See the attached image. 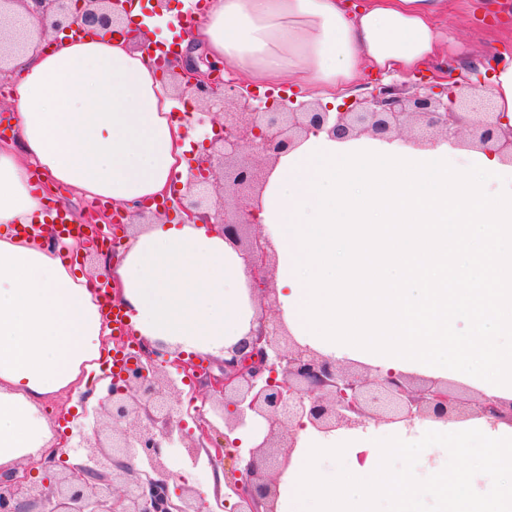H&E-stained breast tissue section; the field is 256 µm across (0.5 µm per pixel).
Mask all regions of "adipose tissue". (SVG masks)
I'll return each instance as SVG.
<instances>
[{"label": "adipose tissue", "instance_id": "obj_1", "mask_svg": "<svg viewBox=\"0 0 512 512\" xmlns=\"http://www.w3.org/2000/svg\"><path fill=\"white\" fill-rule=\"evenodd\" d=\"M447 16L448 0H205L191 32L167 16L163 42L205 50L245 83L300 86L336 106L366 70L411 76L444 59ZM12 20L46 37L13 63L23 151L0 149V474L58 443L44 404L87 391L111 334L97 272L70 263L76 241L45 248L23 234L48 218L30 166L124 205L186 175L193 140L133 46L135 28L151 25L139 2L114 32L77 38L25 11ZM466 77L512 119V63ZM252 219L277 258L279 321L301 345L512 401V165L498 155L480 150L459 167L442 140L311 134L269 166ZM107 272L152 347L228 359L256 334L243 255L207 224L154 216ZM274 512H512V424L296 428Z\"/></svg>", "mask_w": 512, "mask_h": 512}]
</instances>
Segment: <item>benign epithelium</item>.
<instances>
[{
  "mask_svg": "<svg viewBox=\"0 0 512 512\" xmlns=\"http://www.w3.org/2000/svg\"><path fill=\"white\" fill-rule=\"evenodd\" d=\"M129 0H0V17L16 6L54 20L61 31L109 29L121 24ZM34 34L0 28V73L26 52ZM173 91L189 94L198 104L215 106L224 118V133L211 139L203 155L189 166L184 193L176 198L181 220L195 218L217 227L224 238L240 242L263 187L264 168L309 134L325 133L348 139L370 135L383 140L413 138L425 128L435 140L453 141L470 135L481 148H494L512 162V125L503 113L489 111L479 92L458 94L454 87L422 81L404 92L379 81L368 95L337 109L321 103L255 104L257 96L234 82L222 84L216 75L224 64L204 55L179 63V56L158 63ZM252 155H242L244 146ZM115 220L105 211L86 214L84 222L100 232ZM251 281L269 278V241L253 234L241 247ZM279 321L259 318L255 339L235 348L221 374H199L197 364L169 360L168 354L140 346L139 357L110 382L100 402L93 433L68 432L80 461L57 472L54 482L38 483L26 473L0 481V512H25L26 502L39 499L41 512H211L202 498L184 490L171 493L166 448L179 442L189 454L210 443L214 425L205 421L197 430L186 428L182 410L172 404L181 394L178 382L200 378L222 395L218 416L233 433L246 425V412L267 423L263 442L249 450L231 486L239 499L235 512H259L274 494L276 470L271 458L294 447L295 426L310 423L320 431L356 428L368 420H412L434 414L449 417L456 400L437 385L418 387L407 376L372 375L344 369L296 343L283 348ZM477 414L512 423V403L484 397Z\"/></svg>",
  "mask_w": 512,
  "mask_h": 512,
  "instance_id": "obj_1",
  "label": "benign epithelium"
}]
</instances>
